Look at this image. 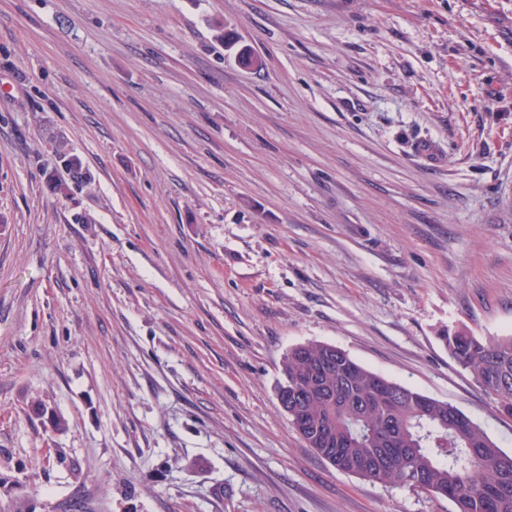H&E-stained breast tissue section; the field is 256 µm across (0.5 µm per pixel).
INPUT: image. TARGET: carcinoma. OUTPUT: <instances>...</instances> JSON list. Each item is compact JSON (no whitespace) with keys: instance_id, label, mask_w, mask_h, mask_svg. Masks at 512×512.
<instances>
[{"instance_id":"1","label":"carcinoma","mask_w":512,"mask_h":512,"mask_svg":"<svg viewBox=\"0 0 512 512\" xmlns=\"http://www.w3.org/2000/svg\"><path fill=\"white\" fill-rule=\"evenodd\" d=\"M448 354L512 415V335L443 330ZM315 450L336 469L397 486L423 485L453 512H512V453L456 407L391 381L341 348L311 342L283 362Z\"/></svg>"}]
</instances>
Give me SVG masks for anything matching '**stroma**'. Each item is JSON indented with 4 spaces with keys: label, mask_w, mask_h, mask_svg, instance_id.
Returning <instances> with one entry per match:
<instances>
[{
    "label": "stroma",
    "mask_w": 512,
    "mask_h": 512,
    "mask_svg": "<svg viewBox=\"0 0 512 512\" xmlns=\"http://www.w3.org/2000/svg\"><path fill=\"white\" fill-rule=\"evenodd\" d=\"M446 328L512 334V0H0V512H451L277 397L330 343L512 452Z\"/></svg>",
    "instance_id": "35a3bbf8"
}]
</instances>
